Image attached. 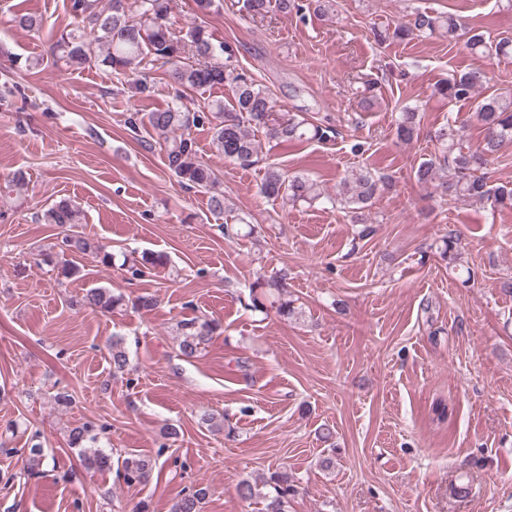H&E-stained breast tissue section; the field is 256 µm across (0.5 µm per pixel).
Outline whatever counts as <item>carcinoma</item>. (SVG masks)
<instances>
[{
  "label": "carcinoma",
  "mask_w": 512,
  "mask_h": 512,
  "mask_svg": "<svg viewBox=\"0 0 512 512\" xmlns=\"http://www.w3.org/2000/svg\"><path fill=\"white\" fill-rule=\"evenodd\" d=\"M170 0H110L108 7H99L98 0H71V12L77 27L56 42L61 59L70 65H98L111 69L117 79L128 86L130 92L142 95L150 92L147 81L148 67L160 64L168 67L174 83L184 91H206L228 86L233 93L230 104L217 101L209 112H191L180 107L149 112L136 122H147L162 140L168 169L178 182L189 188H202L210 193L209 210L224 213V193L214 171L197 155L191 137L192 129L207 124L213 130V139L223 150L224 157L241 165L252 162L258 153L255 132L261 130L265 137L280 142L321 140L327 130L297 114L279 112L271 93L245 72L226 62L222 55L232 58L224 43L216 44L203 25H193L184 35L176 34L170 22ZM442 31L450 41H464V46L481 58L489 60L512 59V39L493 41L478 30L466 28L452 14L434 15L416 12L408 21L393 28L377 32L378 40L406 41L414 37ZM487 73L481 68L470 69L438 87V93L450 102L470 101L473 112L483 130L482 145L464 151L461 128L447 124L434 135L442 165L430 159L422 162L415 171L417 183L430 188L445 201L490 202L495 207L512 209V187H491L480 171L486 168L502 146L512 142V94L485 93ZM418 112L410 109L401 113L396 124V136L410 142L418 136ZM448 176L440 175L442 167ZM388 186V178L360 172L343 182L337 202L355 214V223L364 224L362 235L370 233L372 220L366 209ZM260 192L265 197L290 202L312 204L322 198L316 182L301 176L288 177L277 167L268 168ZM48 224L61 228L60 254L92 253L104 267L112 266V252L102 244H95L82 235L70 232L79 221V209L66 199L50 205L42 214ZM166 256L149 254L129 266L133 276L166 265ZM287 274L271 279L257 277L249 285L248 307L255 311L265 309L267 293L275 290L281 295L279 312L288 317L296 313L294 301L284 297ZM125 301L121 295L107 288H91L83 295L80 305L101 313H109ZM219 324L199 316L179 323L181 355L194 357L207 345ZM113 373H122L128 366V355L122 338L112 337L109 343ZM104 425L84 422L73 427L68 434V446L78 450L86 469L93 472L112 470V455L98 446L99 435L106 432ZM39 433L30 438L27 468L34 470L43 464L44 450L37 442ZM157 460L141 454L129 453L117 467V477L128 485H146L153 478ZM269 487L265 494L258 485L243 480L237 488L243 501L262 498L264 512H286L288 497L295 493V485L288 473L274 471L264 480ZM206 489L196 488L179 495L171 512H200Z\"/></svg>",
  "instance_id": "cac0c4a2"
}]
</instances>
